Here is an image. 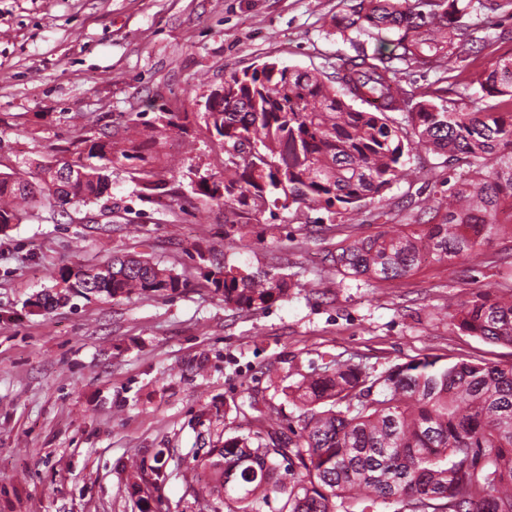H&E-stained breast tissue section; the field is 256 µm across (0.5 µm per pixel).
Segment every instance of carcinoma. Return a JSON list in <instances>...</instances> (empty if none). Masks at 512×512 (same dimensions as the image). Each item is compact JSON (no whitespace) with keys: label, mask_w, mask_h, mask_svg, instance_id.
Returning <instances> with one entry per match:
<instances>
[{"label":"carcinoma","mask_w":512,"mask_h":512,"mask_svg":"<svg viewBox=\"0 0 512 512\" xmlns=\"http://www.w3.org/2000/svg\"><path fill=\"white\" fill-rule=\"evenodd\" d=\"M512 13V0H360L333 19L336 31L389 40L408 69L474 53V13ZM473 110L438 92L412 103L397 70L379 53L342 60L334 79L278 66L224 80V111L212 113L222 138L223 185L200 186L218 205L256 211L293 205L348 216L384 200L407 176L418 143L468 168L448 189L437 216L425 199L410 202L409 223L392 233L345 239L330 269L368 281H401L422 261L466 259L512 234V53L472 76ZM392 112L405 114L406 124ZM64 166L83 178L55 181L39 168L0 177V230L37 207L101 199L111 189L112 139L99 137ZM112 281L87 285L88 267L59 270L62 291L29 300L48 311L70 296L117 298L174 292L173 270L147 258L115 256ZM209 279L224 306L262 310L286 295L268 271ZM460 330L512 346V283L459 306ZM283 393L299 429L271 428L217 440L198 461L193 492L224 499L228 512H254L282 498L279 512H512V364L426 356L380 373L334 363Z\"/></svg>","instance_id":"cac0c4a2"}]
</instances>
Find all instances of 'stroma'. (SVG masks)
I'll list each match as a JSON object with an SVG mask.
<instances>
[{
    "mask_svg": "<svg viewBox=\"0 0 512 512\" xmlns=\"http://www.w3.org/2000/svg\"><path fill=\"white\" fill-rule=\"evenodd\" d=\"M356 0H0V174L71 157L112 136L108 197L38 208L0 232V512H227L188 482L211 440L287 424L283 393L333 361L381 371L439 355L512 362L452 323L459 304L500 283L501 235L473 258L425 262L369 282L320 275L347 236L406 221L411 196L439 200L458 164L423 149L415 181L393 186L342 225L325 210L257 213L213 205L198 183L224 177L202 105L232 73L272 60L333 73L355 55L330 25ZM486 37L469 60L407 72L415 100L466 82L512 51V16L474 19ZM171 112L189 113L185 127ZM245 235L249 246L233 245ZM141 254L181 274L161 296L28 304L60 267ZM234 265L284 277L262 311L225 308L203 272Z\"/></svg>",
    "mask_w": 512,
    "mask_h": 512,
    "instance_id": "stroma-1",
    "label": "stroma"
}]
</instances>
